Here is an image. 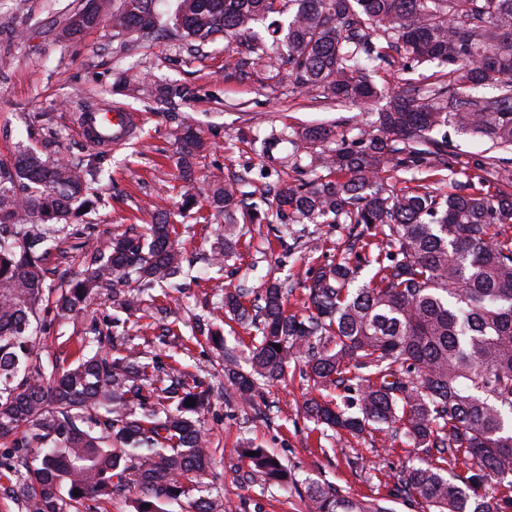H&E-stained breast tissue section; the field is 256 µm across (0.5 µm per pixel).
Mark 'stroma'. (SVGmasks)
<instances>
[{"instance_id": "35a3bbf8", "label": "stroma", "mask_w": 512, "mask_h": 512, "mask_svg": "<svg viewBox=\"0 0 512 512\" xmlns=\"http://www.w3.org/2000/svg\"><path fill=\"white\" fill-rule=\"evenodd\" d=\"M85 2L0 0V162L12 161L22 145L53 159L74 160L95 152L76 123L78 112L89 107L119 105L139 118L137 132L126 145L105 149L106 161L93 185L100 202L78 224L77 235L60 242L67 256L57 265L58 275L78 273L88 251L106 248L112 235L129 228L144 230L156 208H166L198 281L144 298L139 310L128 314L115 344L120 349L138 346L165 364L178 361L213 385L203 419L227 512H307L304 489L253 480L247 459L239 454L248 441L276 455L298 479L333 483L359 500H383L390 512H422L396 489L398 475L414 458L410 447L385 432L355 439L307 417L304 401L321 393L305 380L300 367H290L285 382L262 386L254 405L248 406L225 378L221 353L207 342L190 341L184 347L155 341L167 325L189 337L196 321L219 306L228 289L241 290L250 309L260 304L269 283L279 281L290 289L287 311L305 313L304 281L320 266L340 260L351 232L347 224L304 223L294 225L292 236L283 241L278 224H247L223 266L208 265L224 221L204 206L182 210L179 145L173 131L188 124L211 142V150L194 167L200 185H207L213 175L232 173L247 174L258 185H293L298 175L292 169L262 172L253 137L274 129L364 124L378 102L339 107L292 92L288 83H273L263 69L236 70V45L222 38L197 51L168 31L127 43L114 37L107 24L77 39L64 37L66 17ZM435 71V66L410 67L395 57L377 82L392 94L430 83ZM130 75L183 85L190 94L165 102L130 99L119 89L120 80ZM448 140L449 167L432 173V181L444 192L454 191L459 183L483 190L469 162L489 147V140L453 128ZM111 314L104 296L92 299L86 314L74 321L41 307L38 365L48 370L53 363L73 360L88 324Z\"/></svg>"}]
</instances>
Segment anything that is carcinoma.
Returning a JSON list of instances; mask_svg holds the SVG:
<instances>
[{"instance_id": "carcinoma-1", "label": "carcinoma", "mask_w": 512, "mask_h": 512, "mask_svg": "<svg viewBox=\"0 0 512 512\" xmlns=\"http://www.w3.org/2000/svg\"><path fill=\"white\" fill-rule=\"evenodd\" d=\"M159 2L87 0L64 34L107 21L117 38L169 28L190 44L220 36L238 44L236 67H260L274 81L285 75L296 90L338 103L379 97L376 77L391 50L414 66L441 68L435 81L391 96L352 138L308 127L261 139L268 166L272 147L285 142L296 165L336 174L278 187L264 208L239 176L197 187L195 160L206 143L181 128V205L203 198L224 216L220 264L238 225L269 222L271 208L299 222L380 229L385 246L366 260L369 281L352 287L357 265L348 259L327 265L304 285L306 316L286 312L277 283L251 312L225 292L224 312L257 336L251 371L228 354L224 373L250 402L259 383L284 382L289 364L301 362L315 384L357 393L344 409L307 401L314 420L354 437L400 433L414 450L436 451L400 479L425 512H512V190L459 185L443 193L425 177L397 190L383 177L448 168V139L437 137L448 125L512 148V0H177L164 22ZM487 87L496 93L482 94ZM187 94L173 84L150 91L157 100ZM103 160H51L25 147L0 163V486L21 512H66L131 489L134 512H170L213 463L200 418L211 388L197 375L146 362L132 348L117 353L95 325L71 362L48 374L32 365L43 302L69 320L110 290L112 308L127 313L140 295L184 274L175 227L160 209L144 231L92 253L79 276L47 285L52 243L92 205L90 180ZM472 168L483 181L512 183V158L480 155ZM240 453L256 480L297 482L266 449L246 444ZM306 493L308 512H388L331 484L309 483ZM191 509L224 512V496L207 486Z\"/></svg>"}]
</instances>
